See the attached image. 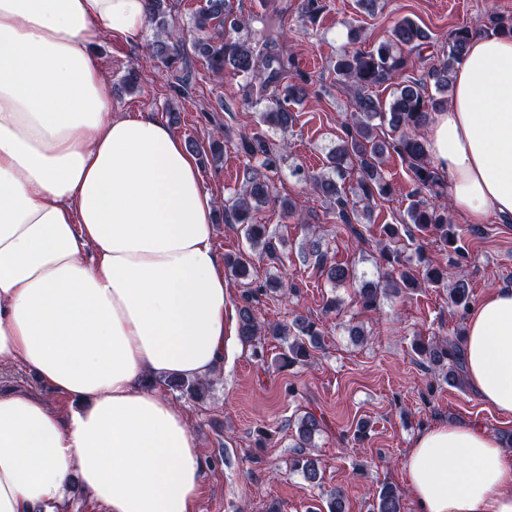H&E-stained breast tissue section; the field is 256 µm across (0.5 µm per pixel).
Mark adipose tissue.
Returning <instances> with one entry per match:
<instances>
[{"label":"adipose tissue","instance_id":"1","mask_svg":"<svg viewBox=\"0 0 512 512\" xmlns=\"http://www.w3.org/2000/svg\"><path fill=\"white\" fill-rule=\"evenodd\" d=\"M147 0H0V368L68 402L0 390V512H193L206 467L157 376L208 378L237 327L216 202L173 128L112 114L95 51L137 40ZM454 208L512 221V38H474L426 128ZM467 382L512 415V289L472 309ZM419 512H512V456L478 425L420 434ZM0 389H22L40 392L55 408L65 409L67 402L44 388L33 371L19 367L0 369Z\"/></svg>","mask_w":512,"mask_h":512}]
</instances>
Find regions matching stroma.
<instances>
[{
	"mask_svg": "<svg viewBox=\"0 0 512 512\" xmlns=\"http://www.w3.org/2000/svg\"><path fill=\"white\" fill-rule=\"evenodd\" d=\"M231 3L235 12L250 17L249 36L254 41L262 40L269 19L281 20L288 33L273 52L289 61V82L305 86L308 92L294 105L297 120L288 132L262 122L264 107L255 101L257 81L230 70L223 78H214L198 57L193 60V89L188 97H177L171 89L174 70L143 59V44L153 38L152 29H145L135 43L106 38L96 50L113 87V114L151 112L165 121L170 110H177V135L203 145L213 129L226 130L223 161L201 165L203 185L217 200L240 188L246 177L249 162L237 150L239 132H256L289 144L287 158L271 176L276 200L256 213L257 220L275 232L285 260L276 268L265 260L255 263L250 283L259 285L284 275L298 293L287 301L260 295L253 307L259 319L270 323L289 321L297 313L314 318L324 343L310 364L282 368L277 363L283 351L279 341L266 339L256 355L238 338H231L223 366L209 378L211 388L205 398H180L207 466L204 493L195 512H265L273 500L280 502L282 512H307L337 487L345 491L346 512H369L385 483L399 490L402 512H418L403 468L415 437L442 424H478L504 442L512 436V416L501 415L470 388H452L439 381L413 350L415 337L464 333L468 315L449 304L446 290L419 288L388 296L377 312H365L353 288H331L312 264L299 259L300 245L312 229L332 259L348 263L356 276H377L379 229L402 223L416 195L404 162L393 153L385 156L383 172L395 192L378 203L371 223L362 225L365 242L360 246L338 228L329 202L298 182L292 171L298 166L320 170L328 151L339 143L351 105L336 78L335 62L350 29L360 32L358 48L369 50L387 37L397 20L407 17L429 33L430 51L440 57L448 50L453 29L480 28L490 11L512 15V0H380L372 14L361 11L357 0H322V13L313 23L300 18L299 0ZM131 69L139 70L141 82L139 89L128 93L119 85ZM282 198L297 203L295 215H283L278 205ZM450 218L469 253L462 272L472 289V302L494 288L512 287V223L487 216L481 223L483 235L474 237L463 214L454 210ZM225 281L233 306H240L250 283L231 275ZM334 296L341 301L339 311L325 312L326 301ZM352 325L371 330V340L364 345L354 342L348 332ZM306 411L324 421L311 450L323 474L318 487L289 469L297 450L288 421ZM363 421L369 431L359 441L353 432Z\"/></svg>",
	"mask_w": 512,
	"mask_h": 512,
	"instance_id": "35a3bbf8",
	"label": "stroma"
}]
</instances>
